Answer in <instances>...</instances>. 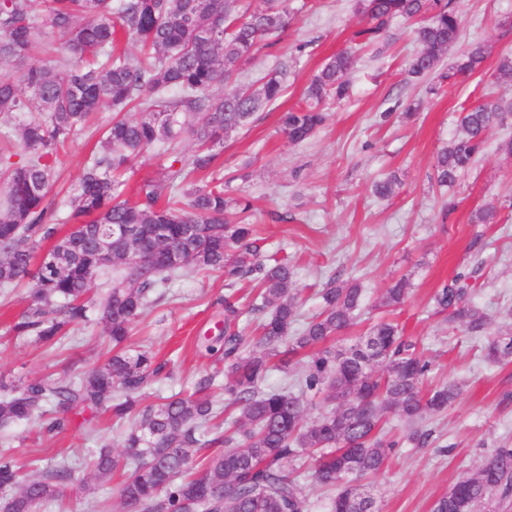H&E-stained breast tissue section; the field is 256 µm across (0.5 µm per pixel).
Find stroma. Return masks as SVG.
Returning a JSON list of instances; mask_svg holds the SVG:
<instances>
[{"label":"stroma","mask_w":512,"mask_h":512,"mask_svg":"<svg viewBox=\"0 0 512 512\" xmlns=\"http://www.w3.org/2000/svg\"><path fill=\"white\" fill-rule=\"evenodd\" d=\"M288 6L292 26L239 77L256 88L283 66L286 89L262 107L249 129L225 140L216 175L227 195L249 197L263 255L293 258L301 317L319 311L318 292L329 278L354 281L364 290L358 329L366 331L392 280L408 276L409 295L392 317L431 359L430 383L458 381L463 392L447 412L427 419L433 435L426 446L410 443L404 423L391 421L388 436L399 446L390 468L372 484L381 512H432L462 472L474 470L496 448L512 447V363L485 360L481 340L450 328L431 301L456 273H474L473 305L491 316L493 329L512 331V156L499 149L512 139V117L488 131L477 161L454 187L434 183L437 154L459 136L462 108L512 100V78L496 71L499 56L512 53V29L500 25L512 15V0H455L461 37L441 70L476 43L485 45L487 55L479 70L445 82L408 75L419 50L415 21H397L388 46H364L351 40L363 24L358 0H288ZM346 48L357 58L349 97L326 104V120L310 139L288 142L277 128L279 112L294 106L322 64ZM111 120V111L97 113L59 155L49 199L65 224L76 222L66 194ZM390 174L398 180L394 195L377 199L372 182ZM491 205L500 223H475L476 213ZM477 237L478 248L472 245ZM227 284L223 273L188 269L143 312L126 346L150 348L171 370L150 382L145 403L192 389L202 375L223 374V351L209 349L207 340L224 324L219 300ZM31 289L28 280L0 288V383L69 379L102 364L110 345L95 319L51 347L9 335ZM121 434L109 415L86 413L71 415L59 433H45L35 422L6 431L24 478L62 460L72 466L63 497L41 512H97L102 501L121 512L119 478H96L88 464L98 448H120Z\"/></svg>","instance_id":"35a3bbf8"}]
</instances>
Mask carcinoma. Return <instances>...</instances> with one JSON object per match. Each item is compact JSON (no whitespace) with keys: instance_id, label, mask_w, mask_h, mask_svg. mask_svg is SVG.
Segmentation results:
<instances>
[{"instance_id":"cac0c4a2","label":"carcinoma","mask_w":512,"mask_h":512,"mask_svg":"<svg viewBox=\"0 0 512 512\" xmlns=\"http://www.w3.org/2000/svg\"><path fill=\"white\" fill-rule=\"evenodd\" d=\"M364 26L354 38L387 39L398 19H417L420 53L408 73L421 80L436 69L460 35L451 0H361ZM293 12L287 0H0V118L15 122L17 150L0 148V286L30 278V303L11 328L17 337L55 345L75 327L103 324L112 355L100 366L66 380L22 383L0 397V427L39 421L50 431L65 429L73 411H108L117 422L132 421L122 450L102 447L94 471L110 478L131 465L121 485L123 512H313L314 501L291 467L301 451L315 461L313 478L328 488L325 512H361L374 499L355 477H371L387 466L396 442L382 435L392 415L411 426L418 446L430 433L421 423L457 399L461 385L444 382L424 392L432 363L398 324L381 320L352 336L363 308L354 282L330 279L319 292L321 311L299 322L293 292L294 264L260 257L261 239L249 221L251 202L230 198L224 184H197L212 171L224 140L254 122L262 106L282 92L286 69L262 78L260 88H237L220 97L213 89L232 81L262 47L288 31ZM140 47L132 57L117 49L119 37ZM486 58L472 46L448 79L468 75ZM355 57H330L303 93L301 104L281 113L280 130L291 143L308 140L324 123L322 104L349 95ZM131 107L140 117L124 114ZM115 112L101 150L85 163L67 206L89 221L61 232L46 198L61 150L91 117ZM512 103L465 108L461 135L437 155V183L452 186L482 151L485 133L503 123ZM190 137L185 157L174 143ZM162 160L163 178L142 181L136 199L123 197L124 175L140 159ZM111 244L110 258L98 250ZM60 262L34 264L43 243ZM112 269L110 291L94 302L90 291L103 270ZM188 268L250 277L255 297L245 306L224 296V406L207 390L210 376L191 394L173 393L156 405L143 404L145 389L163 370L153 352H131L125 342L151 296ZM469 276L458 273L433 296L448 323L485 336L487 314L470 302ZM409 281L386 289L378 308L404 303ZM261 315L260 336L249 349L239 325L246 312ZM486 358L512 361V335L486 336ZM303 354L294 380L297 391L267 388L280 358ZM323 411L307 420L309 405ZM224 417V436L205 438L210 423ZM71 477L65 465L23 480L17 458L0 451V512H37L60 497ZM464 501L492 507L493 496L512 494V448H497L473 472L458 477L432 512H458Z\"/></svg>"}]
</instances>
